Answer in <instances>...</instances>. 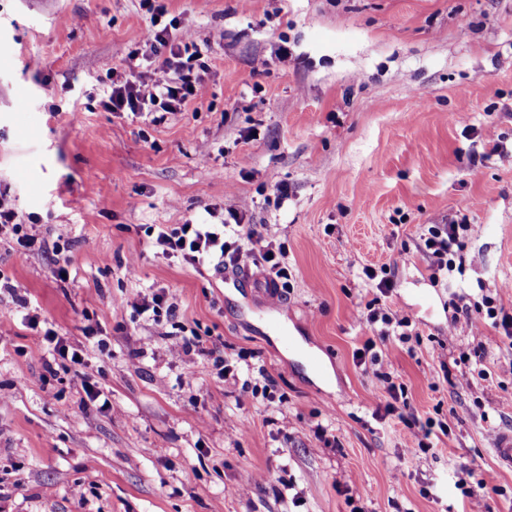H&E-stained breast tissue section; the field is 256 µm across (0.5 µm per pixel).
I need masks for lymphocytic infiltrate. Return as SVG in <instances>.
I'll return each instance as SVG.
<instances>
[{
	"instance_id": "f902f5d3",
	"label": "lymphocytic infiltrate",
	"mask_w": 512,
	"mask_h": 512,
	"mask_svg": "<svg viewBox=\"0 0 512 512\" xmlns=\"http://www.w3.org/2000/svg\"><path fill=\"white\" fill-rule=\"evenodd\" d=\"M141 6L150 15L151 27L142 46L130 53V62L122 76L113 80L105 106L113 112L164 118L202 96L208 66L191 32L182 27L178 18H167L164 5L157 0H141ZM3 231L10 233L14 249L53 252L57 256L56 276L67 273L70 259L63 255L61 247L49 246L31 228L19 223L16 211L0 197V232ZM473 231V225L463 217L429 228L423 245L431 260L432 278L452 271L456 252ZM150 233L153 247L163 257L176 258L197 268L210 265L220 273L253 268L265 270L276 298L281 297L288 286V268L282 262L285 248L269 239L264 225L154 224ZM358 318L377 328L375 336L367 337L354 356L355 364L360 367L365 366L366 355L374 349L377 339L388 336L391 329H398L405 336L410 333L408 317L388 308L373 307L359 313ZM486 325L512 335V313L507 311L500 297L485 298L482 307L475 310L467 305L458 307L448 332L452 335L460 329L474 332ZM376 376L386 394V413L397 414L410 431L411 450L424 453L431 450L433 437L436 433L447 432V424L438 425L430 419L424 421L413 412L400 410V403L406 400L403 385L396 383L390 372L380 370Z\"/></svg>"
}]
</instances>
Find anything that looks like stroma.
<instances>
[{
	"label": "stroma",
	"instance_id": "obj_1",
	"mask_svg": "<svg viewBox=\"0 0 512 512\" xmlns=\"http://www.w3.org/2000/svg\"><path fill=\"white\" fill-rule=\"evenodd\" d=\"M163 3L210 70L202 97L158 124L104 107L148 33L140 0H0V194L72 255L63 282L51 254L0 241L23 287L0 293V512H468L463 464L487 512H512L493 452L512 432V344L488 326L448 333L455 300L512 302V0ZM243 200L244 223L286 246L273 310L262 274L195 269L145 234ZM456 214L474 231L432 279L420 237ZM368 265L390 266L385 304L414 331L375 351L414 414L448 425L426 453L353 360L371 334L356 319L377 295ZM156 288L241 379L273 377L276 401L224 384L207 356L172 355L175 337L115 305ZM22 297L84 364L47 375Z\"/></svg>",
	"mask_w": 512,
	"mask_h": 512
}]
</instances>
